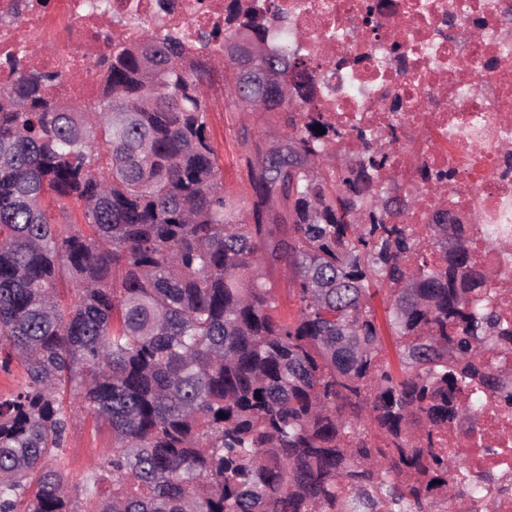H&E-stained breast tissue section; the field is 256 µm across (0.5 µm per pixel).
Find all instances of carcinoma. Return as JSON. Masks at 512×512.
Wrapping results in <instances>:
<instances>
[{
    "label": "carcinoma",
    "instance_id": "obj_1",
    "mask_svg": "<svg viewBox=\"0 0 512 512\" xmlns=\"http://www.w3.org/2000/svg\"><path fill=\"white\" fill-rule=\"evenodd\" d=\"M283 22L272 0H229L224 32L198 36L205 62L177 34L116 38L95 112L45 94L60 73L6 62L0 370L18 362L25 383L0 394V512H429L434 492L459 495L463 458L436 448L440 432L483 405L459 396L512 406V372L490 362L512 356L491 304L509 289L476 264L466 225L423 242L401 223L417 197L379 183L378 140L329 163L336 128L306 111L316 68L269 40ZM252 44L275 85L258 61L222 60ZM212 63L242 111L288 113L284 139L248 162L250 200L224 191L201 90ZM49 195L80 201L83 223ZM276 195L288 209L266 224ZM384 291L398 374L378 360ZM88 417L112 448L72 487L63 448ZM273 281L282 312L292 316L297 311V307L292 292L291 270L286 266L281 267L274 274Z\"/></svg>",
    "mask_w": 512,
    "mask_h": 512
}]
</instances>
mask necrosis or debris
<instances>
[{"label":"necrosis or debris","mask_w":512,"mask_h":512,"mask_svg":"<svg viewBox=\"0 0 512 512\" xmlns=\"http://www.w3.org/2000/svg\"><path fill=\"white\" fill-rule=\"evenodd\" d=\"M366 2L277 0L299 48L324 66L312 111L344 132L347 153L362 150L356 129L385 140L379 178L400 177L417 195L404 221L418 235L437 209L474 215L476 261L512 280V24L502 21L512 0H375L371 27ZM117 21L134 41L149 29L191 44L199 31L223 28L224 0H0V85L10 80L2 60L52 42L54 53L25 56L34 70L62 72L49 95H95L91 74ZM424 164L455 175L423 182ZM483 228L499 247L480 241ZM441 438L444 452L466 451L455 474L466 492L453 512H512V408L487 400ZM478 475L480 489L470 490Z\"/></svg>","instance_id":"1"}]
</instances>
